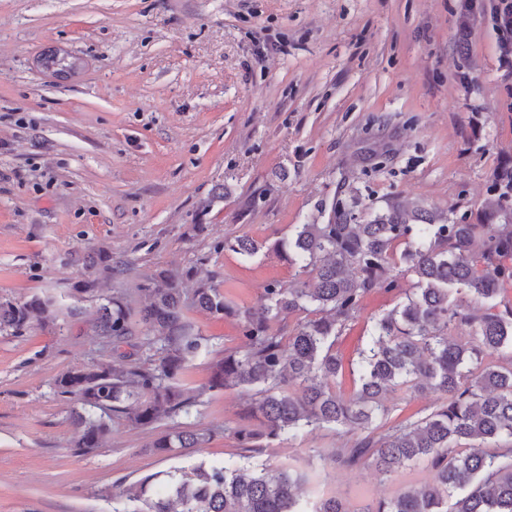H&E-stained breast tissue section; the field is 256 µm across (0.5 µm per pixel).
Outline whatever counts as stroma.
Returning a JSON list of instances; mask_svg holds the SVG:
<instances>
[{
    "label": "stroma",
    "mask_w": 512,
    "mask_h": 512,
    "mask_svg": "<svg viewBox=\"0 0 512 512\" xmlns=\"http://www.w3.org/2000/svg\"><path fill=\"white\" fill-rule=\"evenodd\" d=\"M0 0V299L52 298L95 311L119 291L132 307L163 269L218 270L224 297L253 306L283 258L224 250L225 238L291 237L322 201L398 194L478 208L512 156V69L500 67V0ZM470 13L467 33L458 20ZM68 69L48 67L52 58ZM99 250L121 274L98 272ZM396 297H366L336 344L337 393L373 320ZM202 350L183 376L197 396L166 428L211 431L206 447L159 454L156 433L111 421L100 448H74L83 406L57 393L68 368L112 360L85 319L0 333V512H113L156 473L237 453L238 389L209 390V364L239 343L238 321L190 313ZM353 436L324 426L274 443L260 461L308 471L310 497L357 512L396 481L328 460ZM89 274L88 279L83 282V288H80L83 293L93 294L96 290L95 279H90L95 273L97 268H102L103 271L114 274L121 269L117 264L112 265V256L105 251H98L95 255L88 256Z\"/></svg>",
    "instance_id": "35a3bbf8"
}]
</instances>
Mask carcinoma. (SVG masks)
Listing matches in <instances>:
<instances>
[{"mask_svg":"<svg viewBox=\"0 0 512 512\" xmlns=\"http://www.w3.org/2000/svg\"><path fill=\"white\" fill-rule=\"evenodd\" d=\"M223 248L250 259L263 245L239 236L224 239ZM268 249L295 267L294 280L266 284L243 310L224 299L216 270L191 271L189 294L180 277L159 273L158 284L143 288L148 301L137 313L120 292L105 298L93 318L96 336L114 353L129 346L149 360L157 356L158 364L98 361L55 378L58 393L84 406L74 417V447L90 451L111 433L107 411L144 429L188 412L192 396L181 378L201 349L190 308L238 320L241 344L212 361L208 387L238 388L252 402L246 414L262 419L263 430L236 428L237 461L201 465L190 475L169 471L161 482L152 475L131 498L134 507L114 512H350L336 496L303 499L307 475L258 468L252 459L310 427L367 433L388 416L387 395L402 389L435 395L432 411L335 448L329 459L370 467L385 479L425 467L436 482L401 485L360 512H512V303L499 300L512 285V158L492 175L474 214L398 194L360 209L337 195ZM88 265L91 276L98 268L120 271L105 251L88 257ZM375 290L402 301L374 320L355 361L359 385L343 396L335 391L342 367L336 344ZM295 312L304 317L288 334L275 328L281 315ZM58 316L50 298L0 300V333L54 326ZM492 354L498 362L487 361ZM209 440L205 431L183 430L150 447L176 454Z\"/></svg>","mask_w":512,"mask_h":512,"instance_id":"obj_1","label":"carcinoma"}]
</instances>
